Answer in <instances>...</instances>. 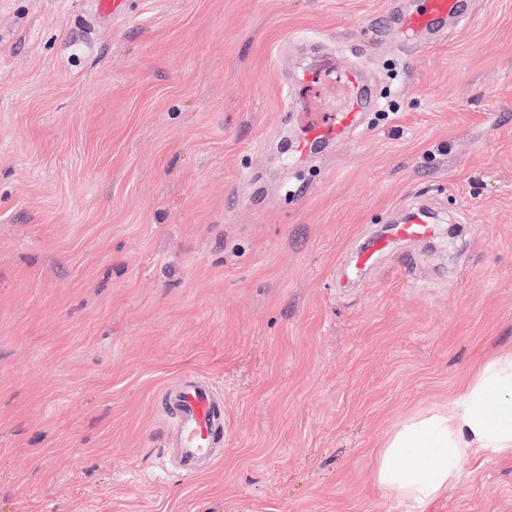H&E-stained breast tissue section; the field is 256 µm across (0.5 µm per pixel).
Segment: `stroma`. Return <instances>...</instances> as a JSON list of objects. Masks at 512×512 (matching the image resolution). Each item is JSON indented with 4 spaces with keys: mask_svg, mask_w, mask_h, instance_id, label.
Returning <instances> with one entry per match:
<instances>
[{
    "mask_svg": "<svg viewBox=\"0 0 512 512\" xmlns=\"http://www.w3.org/2000/svg\"><path fill=\"white\" fill-rule=\"evenodd\" d=\"M390 0H0V512H407L373 461L512 350V0L448 40ZM312 65V81L297 74ZM356 67L393 101L291 163ZM430 198L437 234L353 253ZM224 448L175 465L164 393ZM426 512H512L482 451ZM95 11L93 22L95 25H105L115 21L127 12L128 0H94ZM389 245L388 237H379L363 247L354 256L351 266L352 273L356 275L373 265L376 259L389 249ZM162 405L176 429V447L183 448L186 468L212 448L224 447V404L208 379L196 378L174 397H164Z\"/></svg>",
    "mask_w": 512,
    "mask_h": 512,
    "instance_id": "obj_1",
    "label": "stroma"
}]
</instances>
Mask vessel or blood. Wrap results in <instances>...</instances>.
<instances>
[{"label":"vessel or blood","mask_w":512,"mask_h":512,"mask_svg":"<svg viewBox=\"0 0 512 512\" xmlns=\"http://www.w3.org/2000/svg\"><path fill=\"white\" fill-rule=\"evenodd\" d=\"M94 4L93 22L104 25L125 16L128 0H94ZM467 14V0H392L381 35L403 48L416 49L446 39ZM345 79L347 108L331 124L302 130L296 142L299 159L323 156L356 130L366 113L376 111L378 95L374 84L356 69L347 71ZM394 232L406 239H426L434 234L435 224L427 209L416 206L405 221L395 226ZM389 245V238L379 237L363 247L352 261V273H361L373 265ZM162 404L176 430V445L183 450L186 466H193L212 449L223 447L224 405L208 379L189 382L179 394L164 398Z\"/></svg>","instance_id":"b4317fda"}]
</instances>
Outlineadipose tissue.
Segmentation results:
<instances>
[{
    "mask_svg": "<svg viewBox=\"0 0 512 512\" xmlns=\"http://www.w3.org/2000/svg\"><path fill=\"white\" fill-rule=\"evenodd\" d=\"M482 450L512 454V351L483 361L447 405L395 426L375 457L376 482L412 512H424Z\"/></svg>",
    "mask_w": 512,
    "mask_h": 512,
    "instance_id": "adipose-tissue-1",
    "label": "adipose tissue"
}]
</instances>
